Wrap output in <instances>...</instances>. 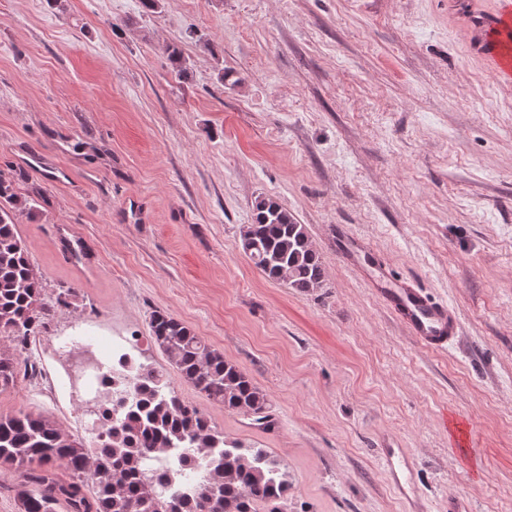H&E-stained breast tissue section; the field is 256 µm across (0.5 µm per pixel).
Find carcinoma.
<instances>
[{
	"mask_svg": "<svg viewBox=\"0 0 512 512\" xmlns=\"http://www.w3.org/2000/svg\"><path fill=\"white\" fill-rule=\"evenodd\" d=\"M35 200L20 197L0 174V336L14 345L0 353V390L15 386L17 354L27 350L53 316L72 304L74 289L49 295L16 230ZM242 250L268 278L300 292L324 286L325 274L306 226L277 201L260 197L254 221L240 232ZM150 342L179 377L231 412L270 425L266 394L224 353L187 325L156 310ZM112 379V399L100 407L101 429L88 447L54 419L33 410L0 414V468L20 472L19 512H283L288 475L264 448L224 438L184 400L163 374L133 359ZM175 448L181 449L171 456ZM69 478L61 480L58 470Z\"/></svg>",
	"mask_w": 512,
	"mask_h": 512,
	"instance_id": "carcinoma-1",
	"label": "carcinoma"
}]
</instances>
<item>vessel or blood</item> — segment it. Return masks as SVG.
Returning a JSON list of instances; mask_svg holds the SVG:
<instances>
[{"mask_svg":"<svg viewBox=\"0 0 512 512\" xmlns=\"http://www.w3.org/2000/svg\"><path fill=\"white\" fill-rule=\"evenodd\" d=\"M453 7L465 20L477 53H489L492 69L504 81L512 80V0H494L483 10L478 0H455ZM339 255L360 265L370 253L368 244L356 237L340 239ZM372 291L392 310L412 337L423 347L443 349L458 338V318L453 309L432 301L422 289L395 278L385 265H377L369 280ZM380 461L393 492L407 512H428V504L417 477L418 458L394 439L384 440Z\"/></svg>","mask_w":512,"mask_h":512,"instance_id":"1","label":"vessel or blood"}]
</instances>
